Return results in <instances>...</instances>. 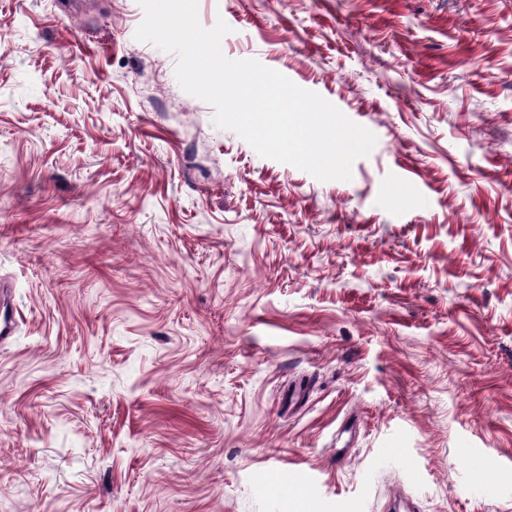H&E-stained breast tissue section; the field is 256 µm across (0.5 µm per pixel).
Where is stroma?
I'll return each instance as SVG.
<instances>
[{
  "label": "stroma",
  "mask_w": 512,
  "mask_h": 512,
  "mask_svg": "<svg viewBox=\"0 0 512 512\" xmlns=\"http://www.w3.org/2000/svg\"><path fill=\"white\" fill-rule=\"evenodd\" d=\"M143 18L0 0V512H512V0H198L376 136L348 181Z\"/></svg>",
  "instance_id": "stroma-1"
}]
</instances>
